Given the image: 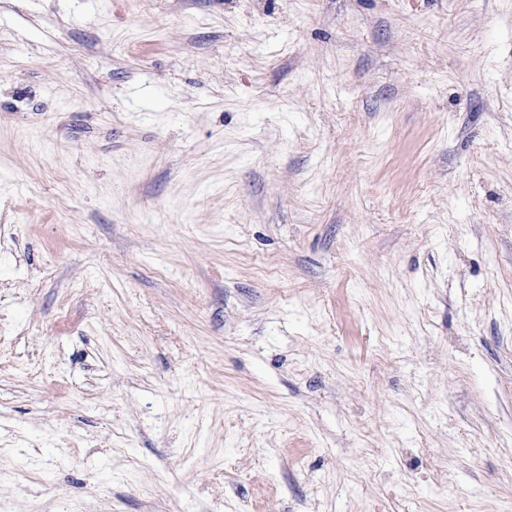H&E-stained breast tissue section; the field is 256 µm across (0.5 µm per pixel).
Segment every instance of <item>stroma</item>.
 <instances>
[{
	"label": "stroma",
	"instance_id": "1",
	"mask_svg": "<svg viewBox=\"0 0 512 512\" xmlns=\"http://www.w3.org/2000/svg\"><path fill=\"white\" fill-rule=\"evenodd\" d=\"M0 512H512V0H0Z\"/></svg>",
	"mask_w": 512,
	"mask_h": 512
}]
</instances>
